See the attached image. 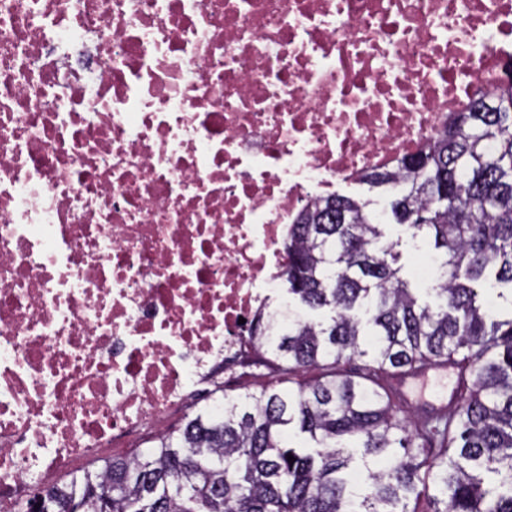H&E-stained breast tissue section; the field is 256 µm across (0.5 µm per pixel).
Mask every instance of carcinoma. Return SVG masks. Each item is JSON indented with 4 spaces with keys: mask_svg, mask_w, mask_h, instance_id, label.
Returning <instances> with one entry per match:
<instances>
[{
    "mask_svg": "<svg viewBox=\"0 0 512 512\" xmlns=\"http://www.w3.org/2000/svg\"><path fill=\"white\" fill-rule=\"evenodd\" d=\"M512 74L453 113L422 151L359 179L390 194L391 219L438 250L429 299L402 274L369 203L330 194L288 230V318L259 315L257 363L276 385L187 419L132 458H112L51 493L112 485L103 512H512ZM456 370L446 407L401 418L392 381ZM309 369L321 376L286 391ZM295 458L288 461V456ZM384 466L350 482L356 460Z\"/></svg>",
    "mask_w": 512,
    "mask_h": 512,
    "instance_id": "1",
    "label": "carcinoma"
}]
</instances>
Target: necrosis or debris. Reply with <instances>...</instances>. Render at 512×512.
Here are the masks:
<instances>
[{
  "label": "necrosis or debris",
  "instance_id": "necrosis-or-debris-1",
  "mask_svg": "<svg viewBox=\"0 0 512 512\" xmlns=\"http://www.w3.org/2000/svg\"><path fill=\"white\" fill-rule=\"evenodd\" d=\"M512 63V0H0V512L253 368L296 213Z\"/></svg>",
  "mask_w": 512,
  "mask_h": 512
}]
</instances>
